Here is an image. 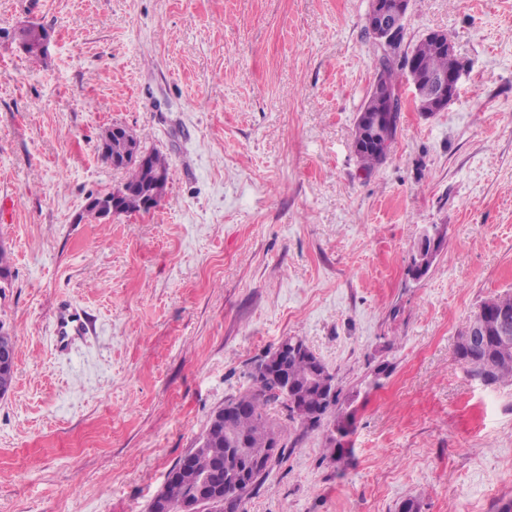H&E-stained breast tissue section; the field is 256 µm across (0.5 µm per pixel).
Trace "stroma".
Returning <instances> with one entry per match:
<instances>
[{"label": "stroma", "mask_w": 512, "mask_h": 512, "mask_svg": "<svg viewBox=\"0 0 512 512\" xmlns=\"http://www.w3.org/2000/svg\"><path fill=\"white\" fill-rule=\"evenodd\" d=\"M369 0H0V245L15 338L0 396V512H147L168 471L283 339L357 409L352 463L327 429L269 416L288 448L245 512H495L512 498V382L455 348L512 293V0H411L402 51L447 33L446 111L401 114L387 159L352 149L374 74ZM135 132L169 182L147 214L79 221L120 186L100 134ZM446 242L407 272L424 231ZM92 331L56 345V308ZM46 32L47 28L45 26L36 22H29L19 29H14L13 35L16 40H20L29 47V51L26 53L29 58L41 59L44 57L43 55H47L48 47L51 42V33L48 32L45 36ZM39 42L40 44L38 45L37 50L43 55L34 51V46ZM362 125L360 121H356L354 135H353V147L358 158L361 167L365 170H370L377 164L384 160L382 154L376 153V151L365 144V140L361 137Z\"/></svg>", "instance_id": "obj_1"}]
</instances>
